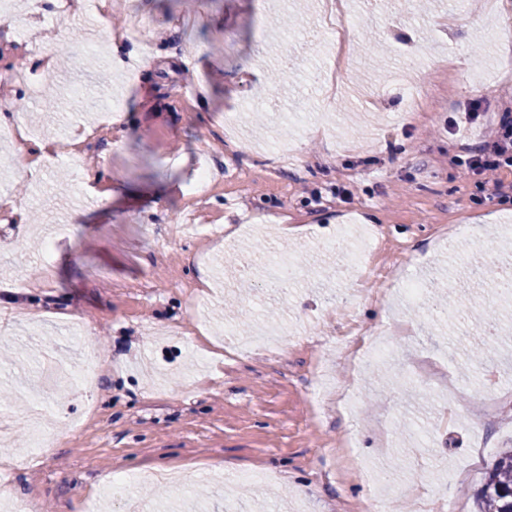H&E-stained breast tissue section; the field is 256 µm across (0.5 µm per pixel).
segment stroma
I'll return each instance as SVG.
<instances>
[{"label": "stroma", "instance_id": "obj_1", "mask_svg": "<svg viewBox=\"0 0 512 512\" xmlns=\"http://www.w3.org/2000/svg\"><path fill=\"white\" fill-rule=\"evenodd\" d=\"M357 29L339 92L327 81L336 56L318 32L320 0H281L254 36L258 0H124L122 28L154 21L142 73L116 72L107 46L82 51L85 18L35 51L15 19L0 17V72L26 71L14 99L44 138L69 140L122 112L111 136L34 173L16 140L0 137V194L32 224L0 219V459L12 500L45 512H434L453 471L473 464L462 512L497 453L512 448V295L496 273L512 267V200H486L465 163L512 113V0H353ZM57 63L50 81L38 66ZM409 67L432 91L410 116L393 69ZM382 91L366 107L360 89ZM478 120H471V113ZM237 121L225 128L226 114ZM218 175L203 205L190 196L202 167ZM103 170L109 201L85 205L88 174ZM81 223H70L73 210ZM190 213L229 239H170ZM275 224L298 228L279 240ZM384 249L398 269L384 301L350 298L384 288L343 256ZM290 249L295 281L269 285L260 259ZM211 289L196 296L203 280ZM449 285L411 301L404 281ZM496 302L497 340L480 364L485 334L471 299ZM86 332L72 336L70 320ZM414 331L399 358L365 372L359 402L337 401L352 336L326 344L347 320ZM286 331L276 358L223 357L227 337ZM430 359L442 377L414 380ZM498 392L493 418L475 393ZM188 471L183 491L163 474ZM263 471L247 481V472Z\"/></svg>", "mask_w": 512, "mask_h": 512}]
</instances>
